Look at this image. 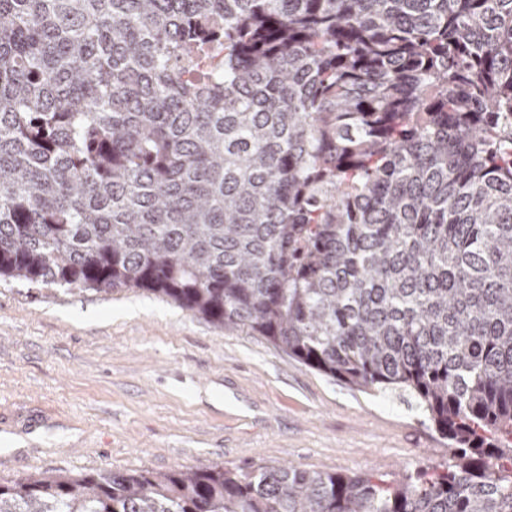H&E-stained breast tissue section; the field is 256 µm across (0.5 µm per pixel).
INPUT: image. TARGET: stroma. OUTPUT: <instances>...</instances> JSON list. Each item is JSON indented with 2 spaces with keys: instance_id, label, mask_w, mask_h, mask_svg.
Segmentation results:
<instances>
[{
  "instance_id": "1",
  "label": "stroma",
  "mask_w": 512,
  "mask_h": 512,
  "mask_svg": "<svg viewBox=\"0 0 512 512\" xmlns=\"http://www.w3.org/2000/svg\"><path fill=\"white\" fill-rule=\"evenodd\" d=\"M399 400L138 289L0 280V482L293 465L394 482L447 465Z\"/></svg>"
}]
</instances>
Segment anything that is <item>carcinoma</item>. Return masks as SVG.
<instances>
[{"mask_svg":"<svg viewBox=\"0 0 512 512\" xmlns=\"http://www.w3.org/2000/svg\"><path fill=\"white\" fill-rule=\"evenodd\" d=\"M0 277L247 328L452 454L30 476L0 512H512V0H0Z\"/></svg>","mask_w":512,"mask_h":512,"instance_id":"obj_1","label":"carcinoma"}]
</instances>
